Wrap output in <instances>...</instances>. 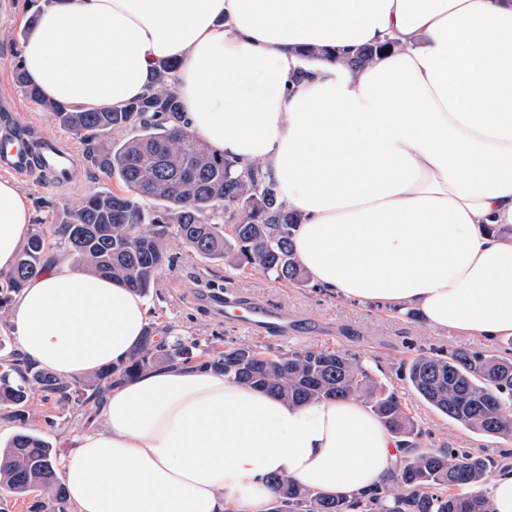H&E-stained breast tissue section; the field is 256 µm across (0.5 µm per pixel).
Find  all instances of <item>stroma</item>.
<instances>
[{
  "label": "stroma",
  "instance_id": "obj_1",
  "mask_svg": "<svg viewBox=\"0 0 512 512\" xmlns=\"http://www.w3.org/2000/svg\"><path fill=\"white\" fill-rule=\"evenodd\" d=\"M29 16L28 0H0V117L8 116L33 136L54 139L57 145L72 153L77 163L71 179L60 185L50 183L37 169L16 180L33 203L32 231L46 233L62 211L79 199L102 190L117 193L124 186L119 179H107L87 160L84 142L58 126L53 115L29 101L17 87L15 70L22 42L20 33ZM166 252L172 262L163 268L146 297L149 323L155 336L169 342L182 337L257 345V338L225 320L222 314L190 302V293L199 288L235 291L285 309L314 327L325 321L333 323L334 348L355 354L372 369L378 381L398 392L407 413L422 431L420 447H449L512 467V440L485 437L459 427L416 398L401 378L402 365L429 349L460 345L479 351L494 350L506 356L512 354V340L502 338L489 343L478 336L459 338L436 334L425 329L416 317L394 312L378 303L345 302L323 288L281 283L259 272L233 271L223 262L201 258L173 238L168 240ZM22 410L24 419L20 422L8 417L6 411H0L1 445L25 427L41 435L62 457L72 450L77 435L97 429L103 423L93 404H64L46 397L37 387L31 389Z\"/></svg>",
  "mask_w": 512,
  "mask_h": 512
}]
</instances>
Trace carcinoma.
Here are the masks:
<instances>
[{"label": "carcinoma", "instance_id": "cac0c4a2", "mask_svg": "<svg viewBox=\"0 0 512 512\" xmlns=\"http://www.w3.org/2000/svg\"><path fill=\"white\" fill-rule=\"evenodd\" d=\"M378 52L355 48L345 65L362 67ZM177 67L173 63L155 74L141 99L120 109L94 111L43 99L17 69L24 95L86 142L91 160L106 177L117 176L126 192L92 193L63 211L50 236L33 233L13 272L0 280V307L58 245L86 270L121 280L146 295L165 265L171 236L195 254L238 272L259 270L275 281L305 283L292 249L301 216L278 199L258 169L239 170L180 125L172 80ZM197 358L226 377L294 405L358 398L406 450L393 484L371 487L353 498L324 495L274 476L269 512H491L479 487L495 463L473 453L419 447L421 431L399 395L338 349H220L189 338L161 345L148 327L144 344L124 363L103 369L83 384L81 395L110 389L160 363L191 364ZM407 379L418 398L458 426L512 439V419L504 415L512 407L511 358L461 346L437 348L412 360ZM33 385L61 401L72 396L71 383L15 358L0 370V406H20ZM55 463L49 443L32 431H19L0 446V489L33 496L32 512H61L57 506L64 501L62 492L41 497L55 485Z\"/></svg>", "mask_w": 512, "mask_h": 512}]
</instances>
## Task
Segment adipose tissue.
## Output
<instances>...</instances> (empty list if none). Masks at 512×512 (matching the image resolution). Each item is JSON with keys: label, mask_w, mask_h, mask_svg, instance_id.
<instances>
[{"label": "adipose tissue", "mask_w": 512, "mask_h": 512, "mask_svg": "<svg viewBox=\"0 0 512 512\" xmlns=\"http://www.w3.org/2000/svg\"><path fill=\"white\" fill-rule=\"evenodd\" d=\"M362 44L382 52L338 61ZM308 47L330 56L306 63ZM172 62L189 129L302 215L294 250L320 287L512 336V0H53L19 53L77 110L123 106ZM32 217L0 178V276ZM148 320L136 291L65 255L11 309L25 360L63 379L125 361ZM100 412L61 463L77 512H267L269 476L350 496L401 461L358 399L291 405L199 362L147 370Z\"/></svg>", "instance_id": "ef3b65f1"}]
</instances>
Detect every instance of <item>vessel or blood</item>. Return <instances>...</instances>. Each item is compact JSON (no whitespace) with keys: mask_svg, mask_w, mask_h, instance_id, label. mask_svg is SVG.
<instances>
[{"mask_svg":"<svg viewBox=\"0 0 512 512\" xmlns=\"http://www.w3.org/2000/svg\"><path fill=\"white\" fill-rule=\"evenodd\" d=\"M23 148L16 143L0 141V171L24 175L28 162L22 155ZM215 303L219 310H230L241 327L256 336H277L282 338L297 337L301 334V321L288 316L280 308L253 300L226 299L216 297Z\"/></svg>","mask_w":512,"mask_h":512,"instance_id":"obj_1","label":"vessel or blood"}]
</instances>
